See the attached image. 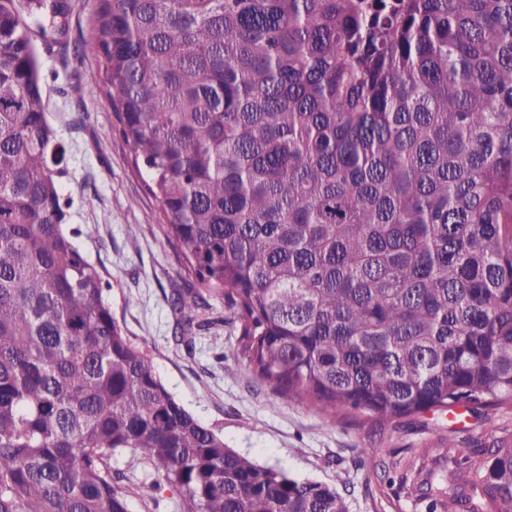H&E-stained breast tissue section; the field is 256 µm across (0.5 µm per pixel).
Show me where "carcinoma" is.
I'll list each match as a JSON object with an SVG mask.
<instances>
[{
	"label": "carcinoma",
	"mask_w": 512,
	"mask_h": 512,
	"mask_svg": "<svg viewBox=\"0 0 512 512\" xmlns=\"http://www.w3.org/2000/svg\"><path fill=\"white\" fill-rule=\"evenodd\" d=\"M99 67L184 269L272 406L376 433L512 406V0H98ZM0 0V512H347L227 447L121 329L61 224L31 39ZM206 297L176 294L180 341ZM440 512H512V434L448 448ZM112 470L123 471L136 485L131 497V512H177L175 510L176 495L167 488L152 490L150 483L157 478L145 476L140 469L133 468L128 457L112 458ZM142 482H146L142 486ZM148 506V508H146Z\"/></svg>",
	"instance_id": "cac0c4a2"
}]
</instances>
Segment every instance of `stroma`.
<instances>
[{
  "mask_svg": "<svg viewBox=\"0 0 512 512\" xmlns=\"http://www.w3.org/2000/svg\"><path fill=\"white\" fill-rule=\"evenodd\" d=\"M67 33L33 29L40 61L46 119L66 148L59 189L69 199L68 229L96 226L77 245L101 272L112 314L134 341H147V354L163 383L202 424L225 443L262 464L336 487L348 512H428L417 487L430 481L437 498L448 491V447L476 445L485 430L512 432V407L465 412L457 420L423 413L398 420L374 435L345 418L329 419L304 404L271 407L269 391L236 356L235 328L225 325L223 300L200 310L206 326L193 333L192 346L173 338V289H198L185 275L183 260L168 244L161 206L137 171L129 147L116 131L107 96H78L85 72L98 64L94 33L97 0H69ZM94 198L93 207L82 204ZM376 443L388 464L375 475L360 463V450ZM113 469L135 482L131 512H176L169 489L146 486V477L128 457Z\"/></svg>",
  "mask_w": 512,
  "mask_h": 512,
  "instance_id": "obj_1",
  "label": "stroma"
}]
</instances>
